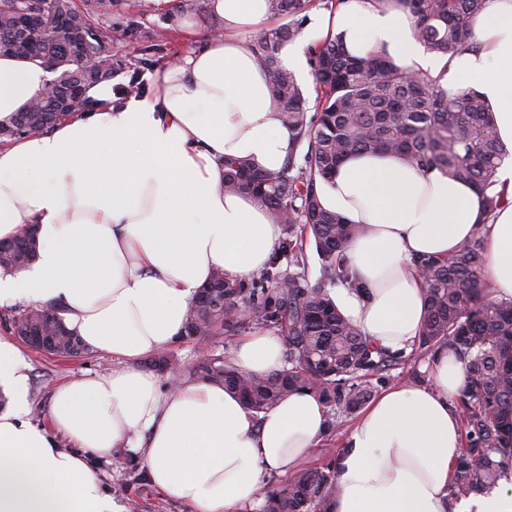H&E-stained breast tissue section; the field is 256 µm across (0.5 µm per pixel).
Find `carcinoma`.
Segmentation results:
<instances>
[{"label":"carcinoma","instance_id":"cac0c4a2","mask_svg":"<svg viewBox=\"0 0 512 512\" xmlns=\"http://www.w3.org/2000/svg\"><path fill=\"white\" fill-rule=\"evenodd\" d=\"M316 0H270L272 14L284 23L260 34L251 45L267 73L279 106L278 119L292 129L294 149L281 170L263 171L247 159L224 161V191L252 193L284 226L275 257L248 287L230 283L224 270L213 272L208 298L189 306L185 338L198 342L222 330L233 334L249 325L273 328L286 346L288 367L260 376L239 368L233 358L206 353L189 369L162 353L152 360L164 372L174 367L179 381L200 379L240 395L255 414L267 412L289 393L307 389L330 408L328 427L352 414L372 395L369 378L402 364V355L375 346L345 316L331 296L336 285L359 290L350 276L346 249L359 233L356 225L320 202L321 182L348 156L389 151L406 164L436 168L483 195L486 224L495 218L507 193L498 169L509 156L493 113L471 89L444 87L423 72L397 65L379 52L350 55L343 41L328 37L308 48L317 108L308 116L306 98L294 74L280 61L284 43L298 38ZM415 19V34L428 52L448 55L473 46V28L484 0H399ZM76 22L64 26L44 12L41 31L30 37L17 28L19 13L40 10L39 0H0V56L36 55L60 70V87L90 81L94 69H128L121 96L145 90L143 75L153 60L129 62L112 54V10L120 0H58ZM59 87L45 89L8 125L0 143L42 134L61 117L53 112ZM306 147L303 164L297 152ZM312 242L321 257L320 277L311 284L303 272H287L280 258L299 267L303 246ZM36 255L34 228L0 240V267L20 268ZM486 247L480 233L446 259L417 263L427 294V315L416 350L435 355L448 349L464 365L465 384L457 402L463 413V445L451 493L466 498L492 487L512 470V300L491 295L485 277ZM11 332L42 328L55 339L58 354L78 356L81 341L63 327L53 304L29 307L11 318ZM336 494L332 463L298 470L287 482L263 493L259 512H329Z\"/></svg>","mask_w":512,"mask_h":512}]
</instances>
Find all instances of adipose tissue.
Returning <instances> with one entry per match:
<instances>
[{
  "mask_svg": "<svg viewBox=\"0 0 512 512\" xmlns=\"http://www.w3.org/2000/svg\"><path fill=\"white\" fill-rule=\"evenodd\" d=\"M209 8L223 34L157 69L152 99L117 104L110 88L96 86L95 109L0 145V239L33 224L39 243L29 266L0 268V307L58 303L75 335L121 363L55 389L45 429L28 418L21 353L0 338V388L10 398L0 411V512H123L92 466L119 451L140 459L155 488L190 512H255L264 477L290 474L328 430L310 391L256 418L223 386L166 391L139 366L181 340L187 309L214 269L233 280L257 274L280 240L257 198L224 190L226 159L278 170L294 147L246 40L268 28V0H209ZM337 35L351 54L384 52L442 84L473 88L512 149V0H486L475 48L447 57L424 50L398 0H345L314 14L306 38L285 44L280 59L302 74L309 43ZM48 81L41 61L0 56V124ZM320 200L360 228L346 257L367 292L342 288L338 298L382 348L408 353L418 341L426 290L416 262L448 257L477 233L494 296L512 299V204L483 225L476 189L386 152L348 156L321 184ZM281 352V338L258 329L234 361L270 374L281 369ZM429 374L430 384L387 388L364 408L336 460L330 512H512L511 492L452 499L464 373L444 349Z\"/></svg>",
  "mask_w": 512,
  "mask_h": 512,
  "instance_id": "1",
  "label": "adipose tissue"
}]
</instances>
